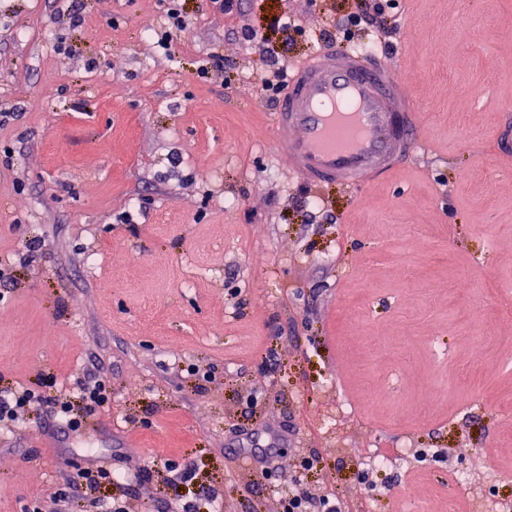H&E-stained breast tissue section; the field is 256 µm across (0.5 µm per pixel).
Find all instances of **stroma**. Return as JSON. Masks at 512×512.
<instances>
[{
    "instance_id": "1",
    "label": "stroma",
    "mask_w": 512,
    "mask_h": 512,
    "mask_svg": "<svg viewBox=\"0 0 512 512\" xmlns=\"http://www.w3.org/2000/svg\"><path fill=\"white\" fill-rule=\"evenodd\" d=\"M363 4L183 0L190 26L165 50L161 0H87L78 27L64 0H0V259L39 245L0 281V390L44 385L77 409L95 367L112 389L81 432L33 410L0 435V512H55L88 465L125 473L98 497L130 491L137 512H212L210 488L223 512H283L274 487L297 470L347 512L512 502V169L496 143L512 0H399L420 145L387 179L312 184L272 148L267 67L243 33L278 49L275 19L295 17L292 63ZM315 207L335 223H307ZM475 320L496 335L482 348ZM211 363L208 381L185 370ZM394 375L396 396L377 395ZM272 446V476L238 460ZM167 459L194 480L170 482Z\"/></svg>"
}]
</instances>
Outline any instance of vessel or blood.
I'll use <instances>...</instances> for the list:
<instances>
[{"label": "vessel or blood", "mask_w": 512, "mask_h": 512, "mask_svg": "<svg viewBox=\"0 0 512 512\" xmlns=\"http://www.w3.org/2000/svg\"><path fill=\"white\" fill-rule=\"evenodd\" d=\"M420 123L391 59L326 48L294 66L272 146L301 179L356 187L384 179L412 154Z\"/></svg>", "instance_id": "obj_1"}]
</instances>
